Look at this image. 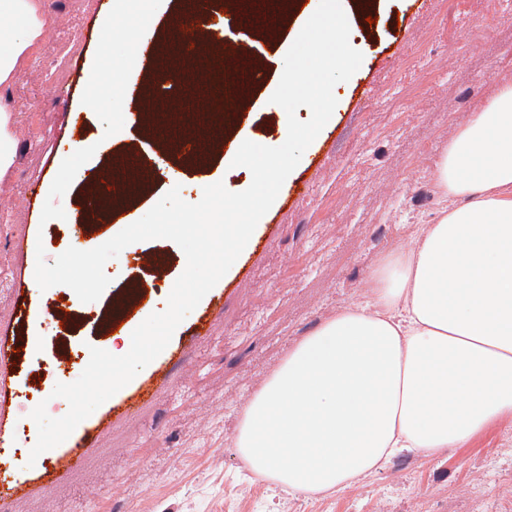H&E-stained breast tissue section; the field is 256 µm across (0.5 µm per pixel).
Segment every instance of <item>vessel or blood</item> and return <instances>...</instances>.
<instances>
[{"instance_id":"1","label":"vessel or blood","mask_w":512,"mask_h":512,"mask_svg":"<svg viewBox=\"0 0 512 512\" xmlns=\"http://www.w3.org/2000/svg\"><path fill=\"white\" fill-rule=\"evenodd\" d=\"M258 0H243L241 27L259 33L271 26L273 15L259 9ZM188 42L194 47L199 59L209 67L218 66L223 57L239 56L248 66L244 72L245 82H253L257 75L266 73L271 65L269 56L259 51L250 40L230 41L211 19L208 0H179L176 22L158 33L149 49L151 58H159L168 46ZM224 92L214 87L199 92L191 108L175 107L169 110L163 125H155L149 111L137 114L138 137L147 143L168 142L171 152H179L184 144L194 146L201 164L210 163L213 154L223 151L221 142L211 140L200 131L199 125L210 114L222 111ZM151 180V172L139 157L131 152L116 151L112 154V186L107 201L111 208L118 209L137 201L144 185ZM55 481L62 482L81 463L82 457L72 449H50L45 453Z\"/></svg>"}]
</instances>
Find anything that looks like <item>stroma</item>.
Returning <instances> with one entry per match:
<instances>
[{
	"instance_id": "stroma-1",
	"label": "stroma",
	"mask_w": 512,
	"mask_h": 512,
	"mask_svg": "<svg viewBox=\"0 0 512 512\" xmlns=\"http://www.w3.org/2000/svg\"><path fill=\"white\" fill-rule=\"evenodd\" d=\"M44 2L53 26L17 78L0 86V96L11 95L18 106L11 126L15 162L0 177V330L21 349L15 363H0L7 390L0 411L13 427L12 447L27 451L38 429L27 411L33 399L24 385L30 378L48 384L58 378L51 352L57 323L12 317L19 285L35 279L37 247H44L50 264L69 246L90 250L105 243L168 192L174 172L186 196L226 177L242 190L252 181L247 168L232 167L230 153L204 169H181L156 148L143 154L154 180L136 205L95 220L79 238L70 225L54 219L38 226L25 211L24 198L34 183L49 191L69 152L70 113H81L89 133L102 126L81 97L98 26L114 0ZM374 2L376 23L355 20L349 50L360 57L361 67L338 87L343 105L288 177L289 184H302L300 196L273 203L251 248L177 327L156 363L133 379L141 384L164 363L165 389L132 413L125 391H118L86 418L96 429L87 461L66 482H52L41 458L33 467L17 466L23 489L14 512H379L385 506L407 512L416 494L429 510L442 498L452 501L454 512H476L473 488L496 500L501 486L512 484V423L492 425L441 458L413 457L409 470L388 464L363 491L339 496L273 493L270 481L252 474L234 446L236 428L260 383L289 348L355 299L386 254L381 240L391 226L434 218V208L418 205V188L432 182L457 128L489 103L503 81H512V0H469L453 19L448 0ZM315 8V0H308L289 20L271 72L255 87L243 120L228 129L226 144L250 135L278 138L283 110L269 98L296 30ZM50 92L62 105L46 112L42 100ZM147 251L165 256L152 273L139 262ZM120 265L127 270L125 280L109 284L97 301L74 304L78 324L69 381L87 366L90 347H110V337L99 333L109 298L137 281L147 301L164 307L186 257L174 242L154 239L122 250L105 268ZM203 319L209 335L193 336Z\"/></svg>"
}]
</instances>
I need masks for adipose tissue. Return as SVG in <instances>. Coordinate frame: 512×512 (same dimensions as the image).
<instances>
[{
    "mask_svg": "<svg viewBox=\"0 0 512 512\" xmlns=\"http://www.w3.org/2000/svg\"><path fill=\"white\" fill-rule=\"evenodd\" d=\"M372 0H338L299 39L336 45ZM44 0H0V86L31 59ZM434 179L440 208L411 225L359 296L293 345L254 393L235 435L249 470L340 495L400 454L429 459L512 417V84L472 113Z\"/></svg>",
    "mask_w": 512,
    "mask_h": 512,
    "instance_id": "adipose-tissue-1",
    "label": "adipose tissue"
}]
</instances>
